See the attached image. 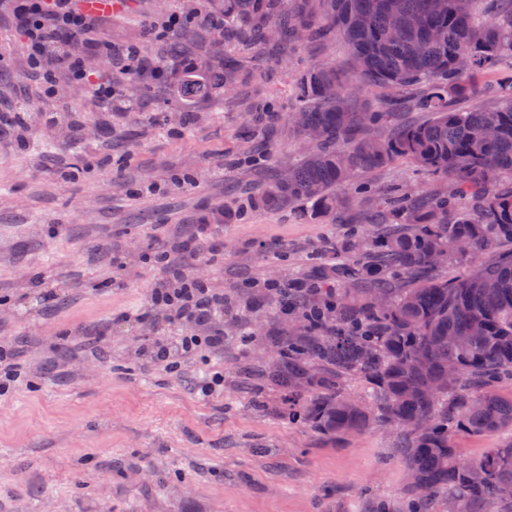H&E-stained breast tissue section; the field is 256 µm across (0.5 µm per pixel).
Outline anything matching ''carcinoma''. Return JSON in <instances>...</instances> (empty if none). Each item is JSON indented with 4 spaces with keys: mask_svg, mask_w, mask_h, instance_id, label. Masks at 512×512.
Masks as SVG:
<instances>
[{
    "mask_svg": "<svg viewBox=\"0 0 512 512\" xmlns=\"http://www.w3.org/2000/svg\"><path fill=\"white\" fill-rule=\"evenodd\" d=\"M492 15L483 24L472 5ZM350 46L352 67L366 86L399 92L360 103L332 67L316 65L296 79L304 143L288 165L250 197L255 209L288 208L315 221L334 220L362 198L361 176L407 158L446 196L399 187L383 193L372 233L349 229L333 246L346 259L315 279L312 296L288 300L301 327L279 351L288 364V419L340 438L377 423L407 435L401 460L411 483L405 500H380L373 512H431L445 500L458 512H512V442L462 459L454 437L512 430V80L481 89L475 74L512 63V0H208L207 13L186 14L169 52L183 62L171 92L190 105L237 86L242 60L186 61L188 47H220L237 38L279 57L302 46ZM472 95L485 103L460 109ZM427 112L424 123L398 120ZM269 110L248 112L252 132ZM468 263L452 281L434 262ZM355 378L365 398L343 391Z\"/></svg>",
    "mask_w": 512,
    "mask_h": 512,
    "instance_id": "cac0c4a2",
    "label": "carcinoma"
}]
</instances>
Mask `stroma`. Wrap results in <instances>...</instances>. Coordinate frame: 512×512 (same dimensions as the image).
Instances as JSON below:
<instances>
[{"label":"stroma","mask_w":512,"mask_h":512,"mask_svg":"<svg viewBox=\"0 0 512 512\" xmlns=\"http://www.w3.org/2000/svg\"><path fill=\"white\" fill-rule=\"evenodd\" d=\"M117 0L99 31L114 54L138 49L136 110L103 108L69 80L59 55L30 70L14 0H0V350L21 371L0 396V512H370L401 500L402 432L377 426L340 439L285 414L288 369L273 353L288 317L268 283L307 274L309 255L367 223L288 210H250L258 182L298 162L288 133L295 79L320 61L348 75L359 99L382 98L351 75L343 39L299 48L194 111L164 94L153 63L161 25L186 3ZM54 94H46L44 74ZM270 107L272 129L245 140L244 100ZM372 190L429 181L408 160L363 177ZM196 274L223 294L224 349L178 368L151 359L148 340L195 333L150 308L166 279L153 261ZM216 367L224 391L203 396Z\"/></svg>","instance_id":"stroma-1"}]
</instances>
